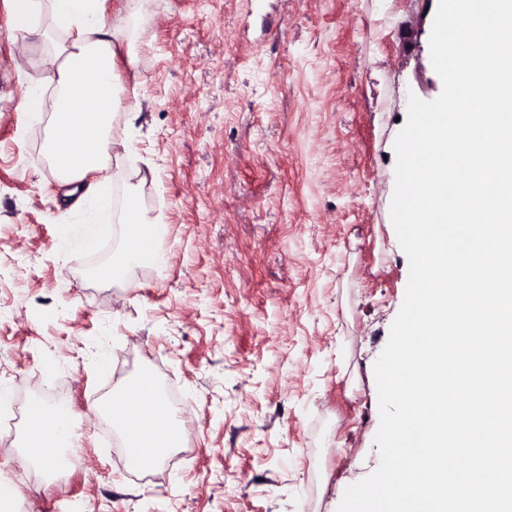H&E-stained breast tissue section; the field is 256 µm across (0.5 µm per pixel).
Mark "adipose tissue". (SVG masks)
I'll list each match as a JSON object with an SVG mask.
<instances>
[{
	"label": "adipose tissue",
	"instance_id": "1",
	"mask_svg": "<svg viewBox=\"0 0 512 512\" xmlns=\"http://www.w3.org/2000/svg\"><path fill=\"white\" fill-rule=\"evenodd\" d=\"M9 17L8 36L23 51L43 37L42 19H50L63 33L44 76L55 88L53 97L32 87L21 109L28 120L45 122L47 157L62 185L86 183L85 200L95 212L106 211L111 160L130 149L127 136L114 127L116 56L124 31L107 23L96 0H9ZM127 209V246L99 272L101 280H112L120 268L150 264L157 257V224L137 201H129ZM124 399L121 393L110 396L105 412L118 424L128 448L156 467L179 444L178 413L153 386L143 390L137 415L128 414ZM28 414L21 443L23 463L60 467L63 449L74 442L75 414L37 401L30 404Z\"/></svg>",
	"mask_w": 512,
	"mask_h": 512
}]
</instances>
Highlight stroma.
<instances>
[{"instance_id":"stroma-1","label":"stroma","mask_w":512,"mask_h":512,"mask_svg":"<svg viewBox=\"0 0 512 512\" xmlns=\"http://www.w3.org/2000/svg\"><path fill=\"white\" fill-rule=\"evenodd\" d=\"M126 33L121 105L132 151L113 169L157 217L158 259L99 281L65 210L45 127L18 105L0 0V390L16 412L0 476L14 512H337L380 463L373 367L404 300L390 217L394 141L410 97L434 100L433 0H103ZM187 411L181 454L132 476L93 409L143 375ZM80 415L73 463L21 467L25 407Z\"/></svg>"}]
</instances>
